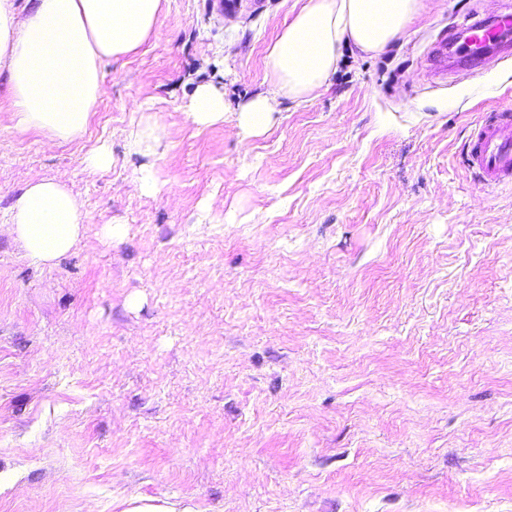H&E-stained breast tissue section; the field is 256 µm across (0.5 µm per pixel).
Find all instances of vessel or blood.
I'll return each mask as SVG.
<instances>
[{
	"label": "vessel or blood",
	"instance_id": "b4317fda",
	"mask_svg": "<svg viewBox=\"0 0 512 512\" xmlns=\"http://www.w3.org/2000/svg\"><path fill=\"white\" fill-rule=\"evenodd\" d=\"M468 40L459 47L460 61L488 64L512 54V14L472 23ZM467 159L485 184L512 177V112L479 126L466 148Z\"/></svg>",
	"mask_w": 512,
	"mask_h": 512
}]
</instances>
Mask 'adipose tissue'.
I'll return each instance as SVG.
<instances>
[{
	"label": "adipose tissue",
	"mask_w": 512,
	"mask_h": 512,
	"mask_svg": "<svg viewBox=\"0 0 512 512\" xmlns=\"http://www.w3.org/2000/svg\"><path fill=\"white\" fill-rule=\"evenodd\" d=\"M421 0H305L266 57L274 92L242 106L250 134L268 126L280 97L303 98L335 71L345 47L377 55L401 37ZM162 0H0V70L8 74L11 121L21 133H43L49 145L85 135L105 93L106 60L137 52L154 33ZM224 95L198 86L186 115L197 126L223 121ZM168 136L162 115L143 116L130 130L131 151L156 156ZM8 232L26 256L49 266L86 233L82 204L64 178L27 182L12 205Z\"/></svg>",
	"instance_id": "obj_1"
}]
</instances>
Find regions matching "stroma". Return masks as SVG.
<instances>
[{
	"label": "stroma",
	"instance_id": "1",
	"mask_svg": "<svg viewBox=\"0 0 512 512\" xmlns=\"http://www.w3.org/2000/svg\"><path fill=\"white\" fill-rule=\"evenodd\" d=\"M302 4L164 0L76 143L16 131L0 79V512H512V183L466 160L512 58L430 73L512 0H423L246 135ZM202 83L208 127L185 115ZM142 107L169 124L154 161L127 148ZM102 144L111 169H86ZM60 176L87 231L46 267L2 226ZM224 93L211 85H200L188 105L187 118L199 127H206L218 122H223Z\"/></svg>",
	"mask_w": 512,
	"mask_h": 512
}]
</instances>
